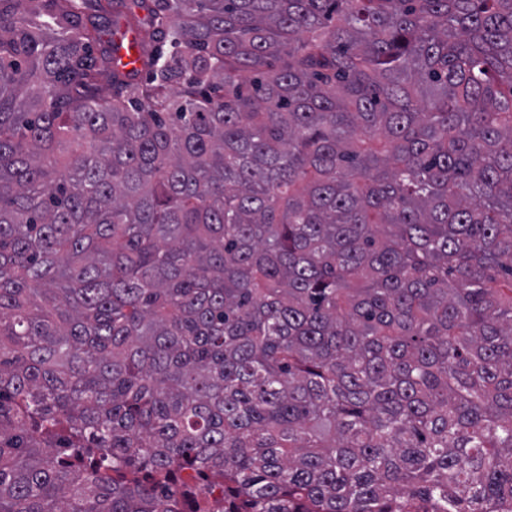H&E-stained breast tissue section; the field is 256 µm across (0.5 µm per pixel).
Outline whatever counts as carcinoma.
Masks as SVG:
<instances>
[{
	"mask_svg": "<svg viewBox=\"0 0 512 512\" xmlns=\"http://www.w3.org/2000/svg\"><path fill=\"white\" fill-rule=\"evenodd\" d=\"M132 2L0 0V512H512V0Z\"/></svg>",
	"mask_w": 512,
	"mask_h": 512,
	"instance_id": "obj_1",
	"label": "carcinoma"
}]
</instances>
